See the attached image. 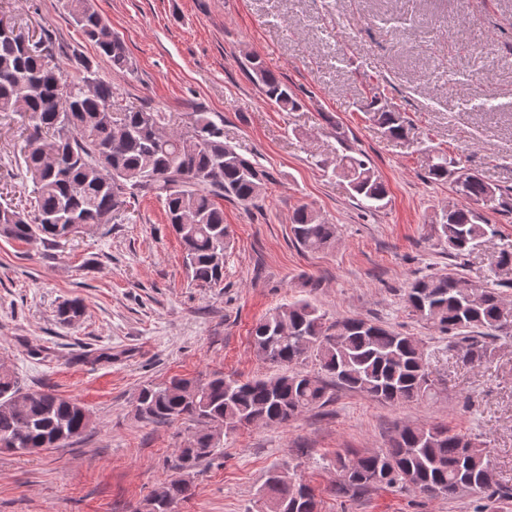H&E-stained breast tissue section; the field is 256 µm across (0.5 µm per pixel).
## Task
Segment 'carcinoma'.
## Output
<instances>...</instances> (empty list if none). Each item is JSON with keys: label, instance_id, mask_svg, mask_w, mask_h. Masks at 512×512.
Listing matches in <instances>:
<instances>
[{"label": "carcinoma", "instance_id": "1", "mask_svg": "<svg viewBox=\"0 0 512 512\" xmlns=\"http://www.w3.org/2000/svg\"><path fill=\"white\" fill-rule=\"evenodd\" d=\"M73 23L117 75L131 61L124 43L88 4L62 0ZM0 33V113L27 120L18 176L31 184L28 208L0 202V237L28 244H54L67 237L66 226L90 231L128 219L131 199L153 192L164 198L169 224L180 239L185 266L203 287L224 280L229 232L215 198L253 205L269 174L224 143V128L206 112L169 130L167 112L124 106L115 100L112 82L97 75L90 62L74 60L77 80L69 81L54 63L51 37L25 32L8 19ZM265 100L283 112L299 101L278 76L250 61ZM374 119L393 138L405 134V119L393 107L374 111ZM333 170L348 180L362 200L376 204L388 197L385 182L364 155L341 154ZM458 161L436 157L431 182L448 180ZM472 203L443 211L438 239L448 256L464 260L487 241L490 224L478 208L508 206L501 188L475 174L453 186ZM295 242L322 251L336 241V225L306 206L293 215ZM405 300L420 318L448 336L466 363L491 353L478 339L512 336V303L496 288H485L455 270L425 275L407 288ZM256 355L289 373L239 380L215 374L207 380L172 378L143 386L138 416L152 423L188 420L198 425L193 441L179 449L175 468H192L217 454L212 430L275 427L330 401L329 385L397 404L431 394L435 385L423 351L413 337L371 320H328L306 300L283 304L260 319L251 331ZM317 366L309 372L307 364ZM93 422L79 403L51 389L30 390L10 374L0 373V451L31 453L60 448L91 431ZM336 494L354 495L379 485L452 497L460 491L482 492L490 486V461L481 444L444 426L407 423L396 429L388 448L335 460ZM298 466L271 475L260 490L264 512H318L312 489ZM168 500L146 512H175L191 495V484L177 478L165 483Z\"/></svg>", "mask_w": 512, "mask_h": 512}]
</instances>
